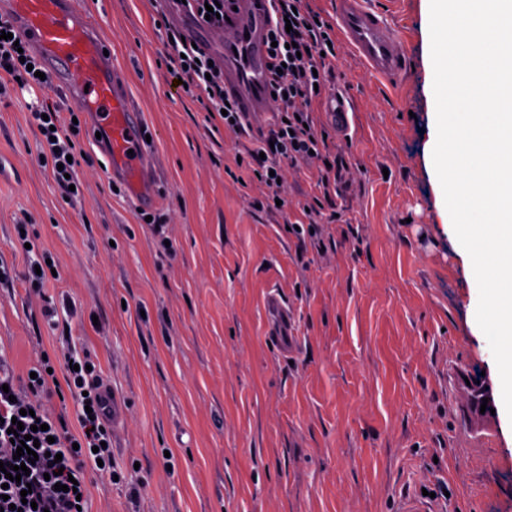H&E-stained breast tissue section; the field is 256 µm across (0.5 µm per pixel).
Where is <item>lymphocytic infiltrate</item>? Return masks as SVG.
<instances>
[{"label": "lymphocytic infiltrate", "mask_w": 512, "mask_h": 512, "mask_svg": "<svg viewBox=\"0 0 512 512\" xmlns=\"http://www.w3.org/2000/svg\"><path fill=\"white\" fill-rule=\"evenodd\" d=\"M273 16L275 47L270 53L281 72L273 74L269 89L275 92L276 120L266 135L246 150L240 166L249 179L264 184L271 199L281 196L285 168L299 169L321 163L311 202L300 212L306 219L321 213V204L331 201L336 184L343 178V163L331 162L325 131L313 116V103L320 89L335 77L336 48L332 25L314 10L311 0H268ZM42 64L31 51H19L13 40L0 37V95L26 90L36 96L29 103L30 118L40 135V154L54 164L52 178L69 199H79L77 169L84 151L76 137L77 124H63L61 108L47 97L50 80L40 79ZM166 77L185 84L186 94L200 93L206 111L226 112L225 126L242 134L236 105L224 94V67L212 61L203 47L174 37L167 44ZM67 368L64 380L49 374L46 365L35 366L34 376L17 375L5 354H0V462L28 464V475L10 482L0 472V485L7 496L0 498V512H78V498L87 497L88 469L102 468L113 473L112 421L102 393L103 378L88 369L86 359L73 351L63 353ZM70 394L73 414L51 415L47 405L54 397ZM24 427H35L39 445L35 455H17L10 429L13 418ZM57 481H50V474ZM76 480V491H65L69 480ZM30 493H23V484Z\"/></svg>", "instance_id": "lymphocytic-infiltrate-1"}]
</instances>
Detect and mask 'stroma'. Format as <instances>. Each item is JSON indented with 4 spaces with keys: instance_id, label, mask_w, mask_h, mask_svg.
<instances>
[{
    "instance_id": "35a3bbf8",
    "label": "stroma",
    "mask_w": 512,
    "mask_h": 512,
    "mask_svg": "<svg viewBox=\"0 0 512 512\" xmlns=\"http://www.w3.org/2000/svg\"><path fill=\"white\" fill-rule=\"evenodd\" d=\"M128 77L151 135L159 190L144 223L90 157L70 202L38 161L29 95L0 98V346L16 373L62 334L90 353L124 414L112 435L121 481L93 473L88 512H512V424L496 443L470 432L461 372L500 394L475 319L478 285L453 230L432 160L436 142L429 0H402L394 26L407 71L389 85L344 41L331 91L349 96L348 132L315 110L354 176L304 248L286 218L311 192L286 175L284 208L229 167L243 141L164 76L178 11L154 0H81ZM30 216L29 249L16 223ZM50 261L44 298L22 275ZM295 314L284 356L266 297Z\"/></svg>"
}]
</instances>
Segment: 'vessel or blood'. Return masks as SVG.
Here are the masks:
<instances>
[{
  "label": "vessel or blood",
  "mask_w": 512,
  "mask_h": 512,
  "mask_svg": "<svg viewBox=\"0 0 512 512\" xmlns=\"http://www.w3.org/2000/svg\"><path fill=\"white\" fill-rule=\"evenodd\" d=\"M336 18L348 44L376 76L400 82L407 58L387 15L374 0H337ZM10 23L24 36L66 100L82 109L98 148L109 160L113 179L122 181L143 208L160 203L156 166L145 127L127 88L126 75L115 67L98 26L78 0H7ZM271 13L255 0H240L239 11L221 32H208L210 42L224 49V89L233 96L246 124L257 126L270 116L267 94L270 58L265 35ZM284 350L297 344L292 314L278 294L266 301ZM467 414L476 436L492 442L494 417L481 409L484 391L465 390Z\"/></svg>",
  "instance_id": "vessel-or-blood-1"
}]
</instances>
